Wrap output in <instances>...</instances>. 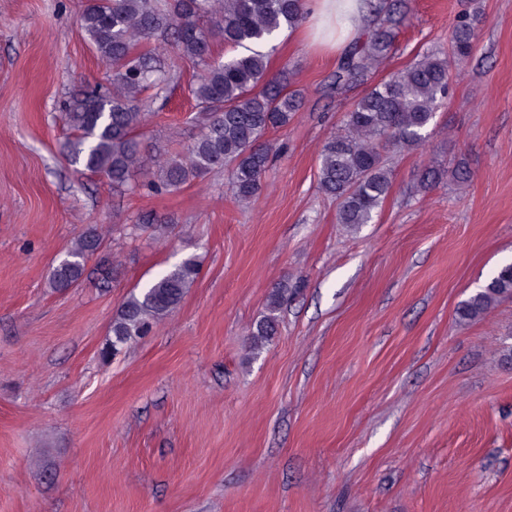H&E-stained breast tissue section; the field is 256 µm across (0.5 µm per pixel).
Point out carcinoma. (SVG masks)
<instances>
[{"instance_id": "1", "label": "carcinoma", "mask_w": 512, "mask_h": 512, "mask_svg": "<svg viewBox=\"0 0 512 512\" xmlns=\"http://www.w3.org/2000/svg\"><path fill=\"white\" fill-rule=\"evenodd\" d=\"M305 0H84L79 22L101 65L112 73V86L84 90L63 102L74 131L67 146L71 162L106 176L127 191L146 187L155 193L183 188L212 173L227 176L234 197L244 203L257 197L274 155L266 139L287 127L301 111L302 96L287 90L289 72L272 75L268 53L284 31L305 19ZM363 30L342 52L326 85L343 94L367 83L377 65L393 50L407 15L406 0H361ZM480 17L465 10L450 34V50L428 52L365 90L344 113L340 127L319 154L318 185L338 201V223L368 224L390 193L392 171L382 150H416L425 131L448 98L453 68L474 53ZM219 37L238 53L213 61ZM197 69L189 87L193 120L199 131L176 154L145 152L137 131L147 121L143 94L164 90L174 79L168 51ZM464 161L448 168H424L417 191L425 193L445 179L468 181ZM162 237L170 225L158 220L133 224L130 235ZM98 258L102 283L112 278L105 238L96 227L84 231L53 267L49 287L60 291L78 285L87 262ZM198 261L188 256L131 292L112 320V351L150 332L175 311L196 281ZM288 284L275 288L266 312L249 331L251 347L263 349L276 336L277 311L288 300ZM512 299V264L500 267L458 307L461 321H474L498 303Z\"/></svg>"}]
</instances>
